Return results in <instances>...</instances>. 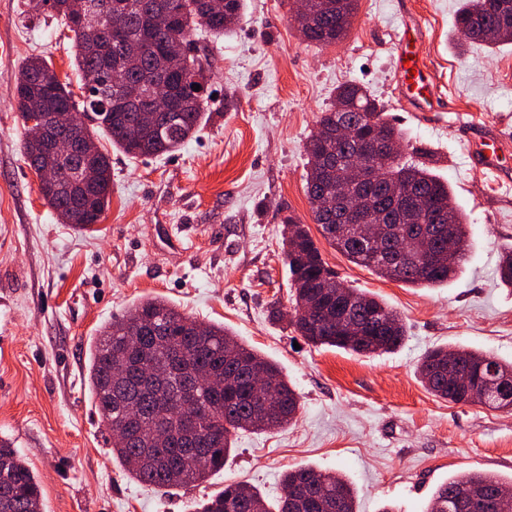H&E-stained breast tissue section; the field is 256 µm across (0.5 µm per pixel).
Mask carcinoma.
I'll use <instances>...</instances> for the list:
<instances>
[{
	"mask_svg": "<svg viewBox=\"0 0 512 512\" xmlns=\"http://www.w3.org/2000/svg\"><path fill=\"white\" fill-rule=\"evenodd\" d=\"M72 0H29L28 15H43L57 21L68 32L76 67L86 90L82 100L74 98L43 57L27 59L15 82L14 108L19 115L28 112H59L67 120L82 124L89 114L97 121L87 126L95 137L105 135L112 147L130 158L163 156L178 151L200 127L207 98L194 90L205 84L202 62L186 53L172 62L166 48L173 40L189 42L191 33L202 29L217 37L229 32L244 13L245 0H219L213 10L210 0H170L173 19L169 26L152 23L153 0H114L122 7L112 8V19L99 25L109 45L107 57L88 52L86 35L71 10ZM309 13L292 15L303 39L317 45L342 40L351 26L358 0H308ZM455 28L465 43L504 45L512 43V0H465L455 18ZM121 60L127 67L124 84L112 81V64ZM170 71L169 95L185 107L178 119L162 133L136 128V113L115 112L118 103L140 86L144 74ZM368 139L377 148L401 143L399 128L383 118V112L367 90L354 82L336 89L335 105L320 113L316 131L306 142V193L315 223L328 243L350 262L376 275L413 286H435L449 278L467 261L465 249L470 231L465 214L448 208L447 182L420 163H405L400 156L382 166V181L361 186L353 197L361 200L365 216H373L378 235L396 255L388 266L370 257L369 250L354 237L336 233V225L349 224L345 207L331 203L336 184L344 177L347 160L358 142ZM24 156L30 167L47 163L72 180L71 192L61 194L50 188L44 200L59 220L74 228L89 230L109 205L111 158L100 152L87 161L81 156L45 155L41 141L25 138ZM95 169V181L86 184L81 169L86 163ZM400 182L409 187L407 200L386 196L382 184ZM285 264L291 277L296 331L316 346L344 349L356 355L388 353L397 349L405 336L403 319L385 301L358 288L343 289L336 297L332 284L338 280L328 268L306 225L293 216L286 218ZM454 225L459 254L430 268L409 245L410 239L426 235L447 247L442 240L448 225ZM348 311L347 320L358 322L365 337L354 339L336 332L325 315L336 314V307ZM465 361L485 372L495 366L500 373L512 374V364L500 361L489 351L464 349ZM448 350L435 348L417 365L422 385L434 396L453 404L479 403L503 410L508 402L500 391L474 400L467 389L448 382L442 374ZM126 360H143L154 365L155 374L141 381L121 380L120 366ZM208 368L219 383L230 380L222 410L210 419L209 389H196L197 414L191 419L178 411L184 394V378L177 363ZM257 368L266 373L270 389H252L248 372ZM87 379L92 406L112 436V457L130 478L166 491L204 481L224 469L234 448V437L241 431L264 432L290 424L301 408L300 396L278 365L245 346L224 327L204 325L181 313L162 298L151 297L135 303L129 314L114 319L99 330L89 346ZM284 487L303 486L317 501L315 510L300 505V512H357L350 483L339 474L310 467L288 470ZM506 487L497 476L480 472L457 475L441 484L432 497L429 512H512V498L500 499L495 492ZM43 507L39 482L13 442L0 438V512H39ZM198 512H292L286 496L275 503L250 485L230 482L207 498Z\"/></svg>",
	"mask_w": 512,
	"mask_h": 512,
	"instance_id": "1",
	"label": "carcinoma"
}]
</instances>
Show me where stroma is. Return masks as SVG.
Instances as JSON below:
<instances>
[{
  "label": "stroma",
  "mask_w": 512,
  "mask_h": 512,
  "mask_svg": "<svg viewBox=\"0 0 512 512\" xmlns=\"http://www.w3.org/2000/svg\"><path fill=\"white\" fill-rule=\"evenodd\" d=\"M463 0H359L346 38L307 43L288 0H247L231 35L197 38L212 98L179 151L112 158L108 209L93 231L61 223L23 154L12 106L24 61L42 55L72 89L81 81L54 21L29 20L26 0H0V437L36 473L43 512H192L244 481L268 501L284 473L311 466L351 482L357 512H426L448 477H512V412L455 405L421 384L416 366L437 347L489 351L512 362V288L499 279L512 249V46L460 44ZM438 86V111L414 112L396 91L395 40L410 19ZM364 85L405 133L406 158L447 180L470 225L469 259L448 283L418 287L351 263L315 224L305 143L339 84ZM496 130L502 175H480L467 136ZM305 224L348 286L379 295L403 318L393 352L359 356L300 342L288 318L285 217ZM161 297L221 324L274 361L299 393L295 423L243 432L223 470L159 491L124 473L90 402L87 346L138 300Z\"/></svg>",
  "instance_id": "1"
}]
</instances>
